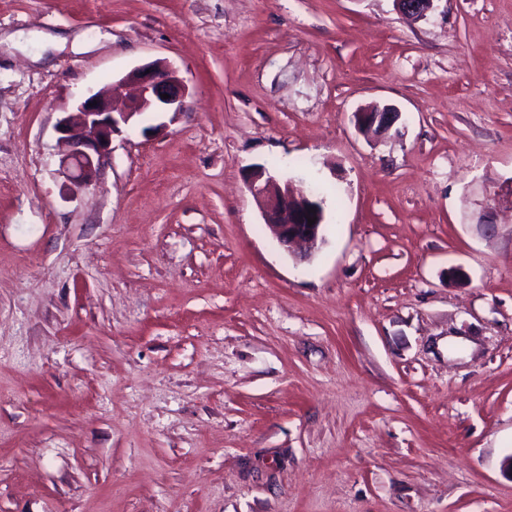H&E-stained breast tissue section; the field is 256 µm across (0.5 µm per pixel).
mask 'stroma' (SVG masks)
<instances>
[{
	"label": "stroma",
	"mask_w": 512,
	"mask_h": 512,
	"mask_svg": "<svg viewBox=\"0 0 512 512\" xmlns=\"http://www.w3.org/2000/svg\"><path fill=\"white\" fill-rule=\"evenodd\" d=\"M58 30L0 47V512H512V0H0ZM157 59L185 111L66 194L61 106ZM401 113L385 105L366 112H356L359 129L366 135L381 137L387 134L400 119ZM248 187L262 203L264 223L273 231L278 242L289 250L294 245H302L309 257L324 238L321 233L324 221L323 202L318 197L322 194L320 187H314L318 196L296 194L288 180L280 181L265 168L253 171L248 177ZM314 209V212H309ZM316 217L315 223L308 225V218Z\"/></svg>",
	"instance_id": "35a3bbf8"
}]
</instances>
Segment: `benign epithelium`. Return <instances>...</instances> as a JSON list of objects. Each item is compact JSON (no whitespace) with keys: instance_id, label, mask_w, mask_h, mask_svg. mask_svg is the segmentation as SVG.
Wrapping results in <instances>:
<instances>
[{"instance_id":"1","label":"benign epithelium","mask_w":512,"mask_h":512,"mask_svg":"<svg viewBox=\"0 0 512 512\" xmlns=\"http://www.w3.org/2000/svg\"><path fill=\"white\" fill-rule=\"evenodd\" d=\"M436 0H394L405 16L424 17ZM169 98L163 99L161 95ZM187 87L178 70L162 62H152L133 69L106 92L79 99L73 111L63 109L56 124L59 142L64 147L60 159L61 173L76 188L97 184L112 157L113 135L144 112H174L185 109ZM401 113L385 105L355 113L359 129L366 135L381 137L400 119ZM248 187L262 203L264 223L278 242L290 249L305 247L312 254L324 238L323 202L313 194H297L288 182L279 180L265 168L253 171ZM315 223L308 224V219Z\"/></svg>"}]
</instances>
